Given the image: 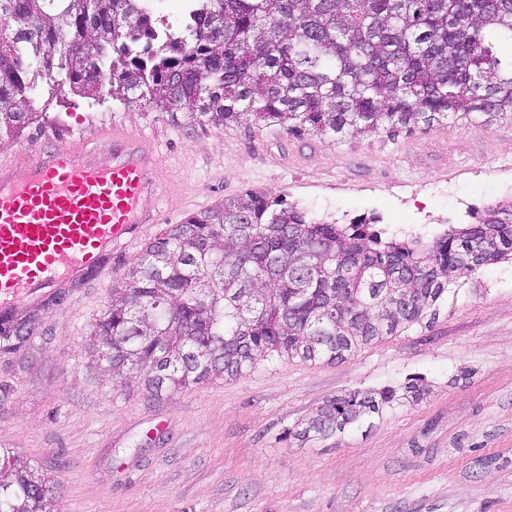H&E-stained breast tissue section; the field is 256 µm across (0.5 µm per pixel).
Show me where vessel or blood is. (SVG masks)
<instances>
[{
	"instance_id": "b4317fda",
	"label": "vessel or blood",
	"mask_w": 512,
	"mask_h": 512,
	"mask_svg": "<svg viewBox=\"0 0 512 512\" xmlns=\"http://www.w3.org/2000/svg\"><path fill=\"white\" fill-rule=\"evenodd\" d=\"M112 153L70 132L65 146L30 158H0V305L42 299L60 280L112 274L115 247L137 246L162 212L157 156L140 134L112 125Z\"/></svg>"
}]
</instances>
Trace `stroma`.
Here are the masks:
<instances>
[{"label":"stroma","mask_w":512,"mask_h":512,"mask_svg":"<svg viewBox=\"0 0 512 512\" xmlns=\"http://www.w3.org/2000/svg\"><path fill=\"white\" fill-rule=\"evenodd\" d=\"M43 119L0 142V158L93 136L142 132L167 173L161 224L181 223L248 190L315 220L368 217L432 240L478 209L512 202V118L337 140L241 121L178 124L110 96L33 93ZM137 255L118 249L112 276L60 283L18 351H0V448L60 487V512H512V261L448 289L431 326H414L340 363L276 361L153 397L91 365V325ZM429 393L370 426L301 442L288 428L351 390Z\"/></svg>","instance_id":"35a3bbf8"}]
</instances>
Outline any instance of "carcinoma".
Wrapping results in <instances>:
<instances>
[{
  "mask_svg": "<svg viewBox=\"0 0 512 512\" xmlns=\"http://www.w3.org/2000/svg\"><path fill=\"white\" fill-rule=\"evenodd\" d=\"M153 0H0V141L33 123V91L94 98L215 127L251 116L338 139L420 123L512 116V0H187L181 26ZM512 256V203L429 242L364 222L312 219L247 191L147 243L94 324L103 375L150 394L239 375L275 359L341 361L439 316L448 288ZM35 319H0L15 351ZM400 388L333 398L289 432L300 441L359 427L426 394ZM58 488L0 448V512H58Z\"/></svg>",
  "mask_w": 512,
  "mask_h": 512,
  "instance_id": "1",
  "label": "carcinoma"
}]
</instances>
